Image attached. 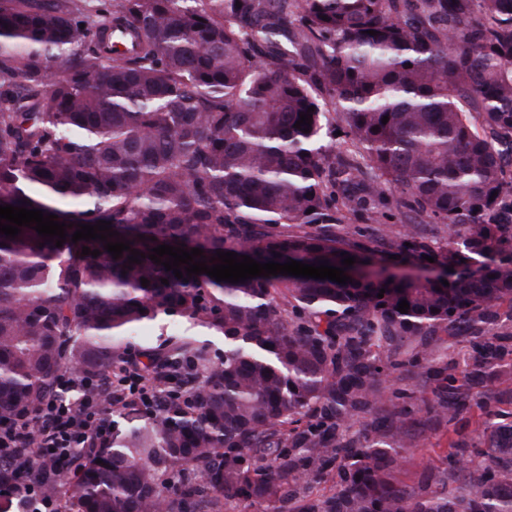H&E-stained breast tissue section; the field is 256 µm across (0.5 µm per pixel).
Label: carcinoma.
Instances as JSON below:
<instances>
[{
  "instance_id": "obj_1",
  "label": "carcinoma",
  "mask_w": 512,
  "mask_h": 512,
  "mask_svg": "<svg viewBox=\"0 0 512 512\" xmlns=\"http://www.w3.org/2000/svg\"><path fill=\"white\" fill-rule=\"evenodd\" d=\"M321 89L359 158L324 162ZM311 106L306 133L295 123ZM510 159L512 0H0V198L69 224L60 247L32 226L0 234V422L35 416L66 371L203 365L146 418L116 405L128 426L73 472L0 461V487L35 483L60 512H512V424L491 428L479 462L456 444L439 493L392 477L413 439L399 403L411 382L440 368L426 413L452 423L497 367L450 370L446 343L512 326V269L494 260L512 227L493 220ZM336 185L349 209L398 192L465 262L445 277L233 284L148 258L184 244L208 266L219 249L367 265L350 231L305 229L336 223ZM99 220L130 250L71 241ZM161 314L221 334L224 356L190 336L132 351ZM371 411L364 440L341 444Z\"/></svg>"
}]
</instances>
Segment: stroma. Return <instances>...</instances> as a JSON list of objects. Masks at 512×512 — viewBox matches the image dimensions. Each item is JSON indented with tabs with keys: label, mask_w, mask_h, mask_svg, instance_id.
I'll return each mask as SVG.
<instances>
[{
	"label": "stroma",
	"mask_w": 512,
	"mask_h": 512,
	"mask_svg": "<svg viewBox=\"0 0 512 512\" xmlns=\"http://www.w3.org/2000/svg\"><path fill=\"white\" fill-rule=\"evenodd\" d=\"M373 208L372 202L362 203L356 210L350 211L337 207L336 215L343 228L356 230V242L365 248L375 249V263L392 272L434 275L438 266H448L456 261L455 255L443 252L442 246L448 236V230L441 224L417 223L419 239L430 245L432 250L440 251L438 262H428L419 255L404 250H397V243L403 242L405 224L404 214L395 207H386L385 222L389 228L387 238H380L374 231L369 219ZM192 335L207 346L211 358L221 357L224 353V338L206 328L193 325L188 320L159 315L157 320L149 323L141 332L140 346L155 347L162 343L167 335ZM505 355L500 360L496 375L485 378L475 388L473 400L468 412L464 413L461 424L448 421L424 422L425 408L433 398L436 386L434 379L419 381L410 400L413 408L411 415L415 421L414 438L404 451L396 473V479L413 488L426 492L438 491L437 478L449 466L452 443L458 438H465L475 448H483L482 423L485 418L495 420L512 418V329L504 333L500 340Z\"/></svg>",
	"instance_id": "obj_1"
}]
</instances>
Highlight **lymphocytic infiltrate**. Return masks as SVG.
<instances>
[{"label": "lymphocytic infiltrate", "instance_id": "1", "mask_svg": "<svg viewBox=\"0 0 512 512\" xmlns=\"http://www.w3.org/2000/svg\"><path fill=\"white\" fill-rule=\"evenodd\" d=\"M61 385L66 389L91 387L95 394L75 401L59 397L45 403L35 417L0 425L1 458L66 467L76 449L93 448L107 441L111 422L103 412L104 397L139 400L152 406L159 402L153 383L130 368L104 382L70 372L62 376Z\"/></svg>", "mask_w": 512, "mask_h": 512}]
</instances>
